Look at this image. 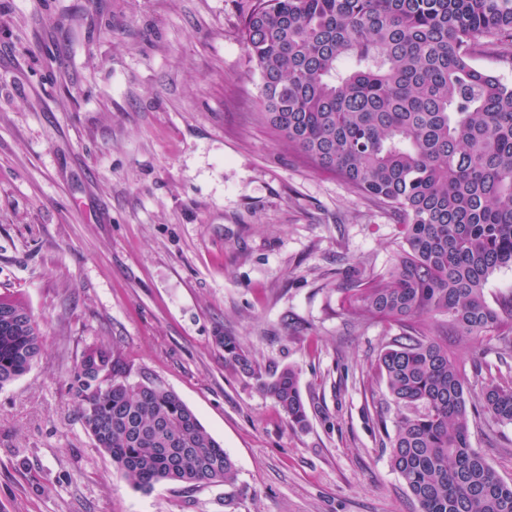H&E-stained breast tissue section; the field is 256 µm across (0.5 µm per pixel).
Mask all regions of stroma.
<instances>
[{"mask_svg":"<svg viewBox=\"0 0 512 512\" xmlns=\"http://www.w3.org/2000/svg\"><path fill=\"white\" fill-rule=\"evenodd\" d=\"M253 2L0 0V293L46 338L0 388V512H419L375 368L398 327L342 293L387 271L400 226L258 119ZM219 332L299 370L307 429L225 368ZM98 343L197 414L234 485L145 493L113 469L70 389ZM448 348L474 386L499 378L494 337ZM471 441L512 482V424Z\"/></svg>","mask_w":512,"mask_h":512,"instance_id":"stroma-1","label":"stroma"}]
</instances>
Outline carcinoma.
Here are the masks:
<instances>
[{"instance_id": "obj_1", "label": "carcinoma", "mask_w": 512, "mask_h": 512, "mask_svg": "<svg viewBox=\"0 0 512 512\" xmlns=\"http://www.w3.org/2000/svg\"><path fill=\"white\" fill-rule=\"evenodd\" d=\"M241 38L260 81V119L288 147L392 209L401 240L386 273L344 289L348 311L398 325L377 371L399 417L389 462L421 512H512V484L472 447L476 415L512 424V376L471 390L440 325L512 353V294L486 285L512 267V85L472 66L483 38L512 43V0H255ZM224 366L254 380L294 428L308 411L293 366L261 367L218 334ZM27 303L0 295V387L38 361ZM80 420L132 487L236 480L221 443L175 393L130 380L115 347L70 372ZM487 296L492 304L512 294V268L506 267L497 271L489 280L486 288Z\"/></svg>"}]
</instances>
